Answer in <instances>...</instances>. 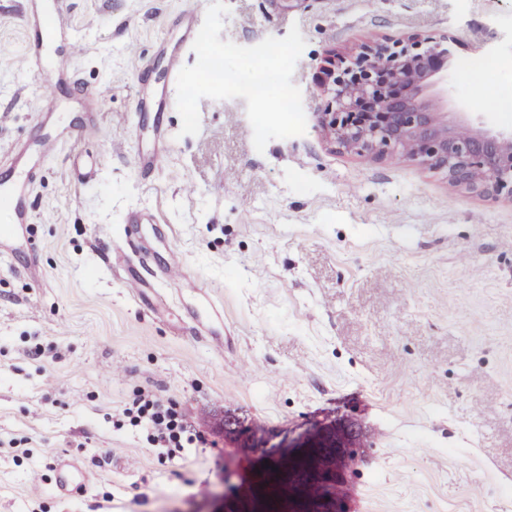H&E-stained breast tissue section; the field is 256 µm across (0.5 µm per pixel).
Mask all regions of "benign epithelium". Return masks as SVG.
<instances>
[{
	"instance_id": "7a95c632",
	"label": "benign epithelium",
	"mask_w": 512,
	"mask_h": 512,
	"mask_svg": "<svg viewBox=\"0 0 512 512\" xmlns=\"http://www.w3.org/2000/svg\"><path fill=\"white\" fill-rule=\"evenodd\" d=\"M454 41L377 42L359 47L347 66L329 61L322 73L330 100L318 121L340 148L374 159L413 160L448 175V180L489 200L512 201V131L490 133L469 124L437 122L446 113L435 88L444 79L443 63ZM465 129L468 135L459 136ZM362 427L354 421L324 426L276 456H257L271 448L272 436L250 433L244 421L224 414V439L250 448L252 474L245 490L229 485L212 512H338L334 498L315 500L310 482L341 483Z\"/></svg>"
}]
</instances>
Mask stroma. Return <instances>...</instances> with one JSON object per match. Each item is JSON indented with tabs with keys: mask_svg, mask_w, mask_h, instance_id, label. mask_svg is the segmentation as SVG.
<instances>
[{
	"mask_svg": "<svg viewBox=\"0 0 512 512\" xmlns=\"http://www.w3.org/2000/svg\"><path fill=\"white\" fill-rule=\"evenodd\" d=\"M227 3L221 40L295 25L306 41L292 78L306 132L261 153L242 98L201 99L199 133H180L163 50L193 0H68L86 51L51 99L20 63L21 0H0V178L18 143L71 133L41 165L26 244L0 250V512H210L228 413L290 441L360 423L343 512H512V202L346 152L317 122L329 56L448 37V122L512 129L475 104L512 95V0ZM489 52L493 81L473 85L460 67ZM86 86L110 89L97 112ZM147 89L159 111L135 110ZM159 130L167 151L142 170ZM135 228L149 250L137 301L116 265ZM169 248L198 295L157 266ZM144 392L204 444L158 457L123 414ZM61 458L90 476L65 498Z\"/></svg>",
	"mask_w": 512,
	"mask_h": 512,
	"instance_id": "1",
	"label": "stroma"
}]
</instances>
